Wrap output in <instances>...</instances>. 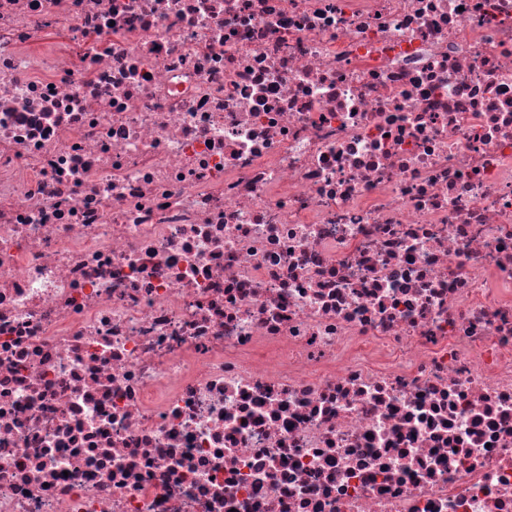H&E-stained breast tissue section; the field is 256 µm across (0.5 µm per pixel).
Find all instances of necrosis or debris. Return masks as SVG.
I'll list each match as a JSON object with an SVG mask.
<instances>
[{"instance_id":"4bbe7bcc","label":"necrosis or debris","mask_w":512,"mask_h":512,"mask_svg":"<svg viewBox=\"0 0 512 512\" xmlns=\"http://www.w3.org/2000/svg\"><path fill=\"white\" fill-rule=\"evenodd\" d=\"M0 512H512V0H0Z\"/></svg>"}]
</instances>
